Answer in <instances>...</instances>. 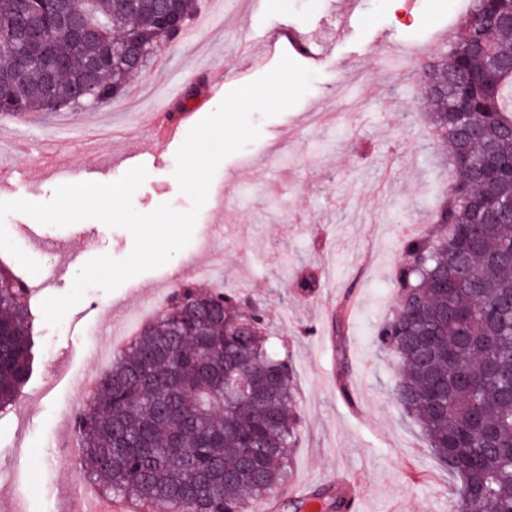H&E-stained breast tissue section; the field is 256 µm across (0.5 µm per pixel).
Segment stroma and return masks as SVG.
<instances>
[{"label": "stroma", "mask_w": 512, "mask_h": 512, "mask_svg": "<svg viewBox=\"0 0 512 512\" xmlns=\"http://www.w3.org/2000/svg\"><path fill=\"white\" fill-rule=\"evenodd\" d=\"M329 12L330 0H275L258 15L249 0H198L192 39L166 44L160 61L130 76L140 96L122 97L107 112L0 116V165L15 172L0 201L46 202L66 180L88 181L79 143L59 152L73 171L69 179L41 170L36 157L54 130L89 125L103 179L126 173L119 153L150 147L147 176L132 197L137 212L163 204L189 211L192 201L174 176L178 145L152 142L147 113H171L190 131L231 90L277 65L283 51L270 40L280 27L318 29ZM461 15L451 0H360L353 25L334 34L333 54L304 60L317 74L309 91L276 116L254 115L259 138L221 161L211 185L227 201L207 199L183 249L114 291L88 288L59 326L36 316L33 375L0 418L1 506L63 512L62 491L88 481L90 462L60 459L57 444L97 368L94 345L107 343L131 309L170 298L166 277L178 272L197 290L217 284L260 300L275 348L290 355L300 444L286 486L269 497V512H294L290 486L323 489L339 473L348 477L349 497L360 499V512H448L453 481L395 403V364L374 336L398 301L402 231L428 232L451 175L447 156L433 145L415 71L444 51ZM392 38L412 53L391 56ZM218 222L223 233L211 234ZM0 224L41 266L23 273L36 309L71 290L79 270L73 253L121 260L134 247L128 230L94 219L59 227L13 212ZM207 265L216 267L217 282L197 276L196 267ZM307 275L319 281L310 295L298 289Z\"/></svg>", "instance_id": "35a3bbf8"}]
</instances>
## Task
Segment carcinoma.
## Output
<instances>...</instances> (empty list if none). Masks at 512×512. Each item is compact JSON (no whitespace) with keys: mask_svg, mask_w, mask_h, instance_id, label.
I'll list each match as a JSON object with an SVG mask.
<instances>
[{"mask_svg":"<svg viewBox=\"0 0 512 512\" xmlns=\"http://www.w3.org/2000/svg\"><path fill=\"white\" fill-rule=\"evenodd\" d=\"M469 2L461 38L418 70L455 177L432 212L433 231L400 243L401 298L376 344L400 368L395 402L456 483L455 512H512V173L492 169L512 158V71L501 66L512 59V0ZM29 5L66 68L22 70L16 53L0 55V102L44 112L50 100L66 108L78 97L110 100L144 68L115 59L88 72L100 44L75 46L45 0H0V37L23 41ZM155 7L94 0L108 41L134 40L151 56ZM28 296L0 266V412L32 374ZM263 322L257 301L176 288L76 414L92 483L147 512H242L267 500L289 475L299 421L291 362L269 350ZM312 499L326 512L345 504L321 490Z\"/></svg>","mask_w":512,"mask_h":512,"instance_id":"cac0c4a2","label":"carcinoma"}]
</instances>
